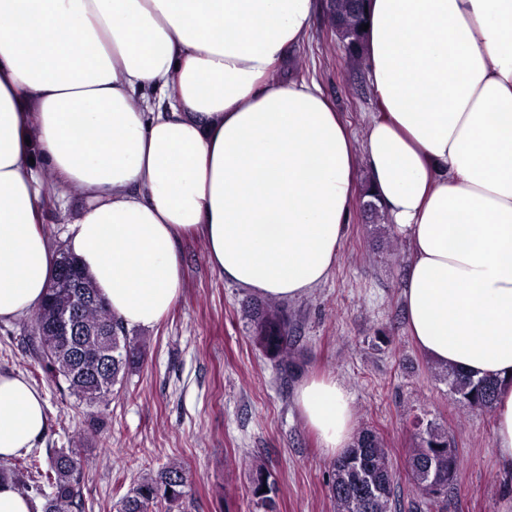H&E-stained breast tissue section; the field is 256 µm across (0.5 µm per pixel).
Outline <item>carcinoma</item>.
Segmentation results:
<instances>
[{
    "instance_id": "cac0c4a2",
    "label": "carcinoma",
    "mask_w": 512,
    "mask_h": 512,
    "mask_svg": "<svg viewBox=\"0 0 512 512\" xmlns=\"http://www.w3.org/2000/svg\"><path fill=\"white\" fill-rule=\"evenodd\" d=\"M354 0H334L330 20L336 36L343 44H351L347 57L353 62L366 59L363 38L353 32L354 20L350 10ZM254 341L268 354L288 357L291 337L288 321L282 312L272 307L257 306L253 312ZM109 336H90L71 348L61 347L58 337L40 333L39 318L33 319L32 350L45 373L61 378L67 390L80 400L101 401L112 394V386L120 372L134 363L140 349L127 336L126 328L114 320ZM108 362L98 365L100 358ZM439 377L463 406L476 411L490 412L495 400L497 381L491 378L473 379L453 367L439 368ZM461 461L456 449L450 447L448 433L428 424L419 431L417 446L409 456V480L419 492L417 512H424L448 498L452 484L448 470L458 472ZM84 469L82 457L73 450L54 449L50 452L49 469L38 477L45 478L51 492L36 482L24 479V470L16 465L0 467V481L10 480L19 487L33 490L44 498L43 512H78L82 507L79 484ZM186 477L182 465L175 462L165 466L155 477L142 479L120 505L119 512H151L150 507L164 501L181 500L185 494ZM269 475L262 467L252 472V496L264 512H274ZM335 512H395V473L383 439L373 429H363L352 448L332 462L328 482Z\"/></svg>"
}]
</instances>
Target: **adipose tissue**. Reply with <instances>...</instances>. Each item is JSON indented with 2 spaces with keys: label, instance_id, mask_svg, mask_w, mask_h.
<instances>
[{
  "label": "adipose tissue",
  "instance_id": "obj_1",
  "mask_svg": "<svg viewBox=\"0 0 512 512\" xmlns=\"http://www.w3.org/2000/svg\"><path fill=\"white\" fill-rule=\"evenodd\" d=\"M318 0H0V322L55 273L39 170L80 187L68 250L115 320L180 298L178 246L206 242L238 287L296 300L337 264L357 158L319 86L287 75ZM384 114L364 140L370 200L410 246L406 326L437 364L493 375V447L512 469V0H369ZM296 407L332 458L352 398L302 379ZM42 393L0 372V461L37 447Z\"/></svg>",
  "mask_w": 512,
  "mask_h": 512
}]
</instances>
